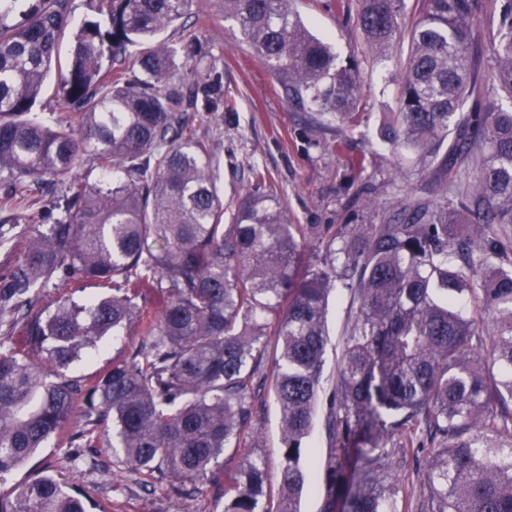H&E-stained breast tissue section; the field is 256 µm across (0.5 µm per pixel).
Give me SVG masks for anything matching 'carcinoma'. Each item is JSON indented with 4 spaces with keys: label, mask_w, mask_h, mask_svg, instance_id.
<instances>
[{
    "label": "carcinoma",
    "mask_w": 512,
    "mask_h": 512,
    "mask_svg": "<svg viewBox=\"0 0 512 512\" xmlns=\"http://www.w3.org/2000/svg\"><path fill=\"white\" fill-rule=\"evenodd\" d=\"M72 0H0V485L54 440L79 457L119 450L145 485L167 479L224 488V512H268L267 469L224 454L247 428L254 370L279 355L273 389L283 464L274 512H298L301 462L318 407L332 448L323 512H402L393 437L437 442L423 478L426 512H512V261L495 228L512 224V0H500L496 66L481 108H469L473 21L484 0H416L399 108L383 140L439 178L474 168L439 203L407 200L378 224H295L284 200L257 186L224 204L210 139L187 112H231L217 59L161 34L192 0H97L73 33ZM402 0H360L367 50L403 36ZM241 40L299 106L358 122L361 61L344 64L313 37L293 0H218ZM135 47L131 65L128 48ZM110 65L103 66V61ZM55 79L65 116L32 112ZM92 164L101 178L89 181ZM61 215L45 223V194ZM315 246L321 253L307 258ZM109 288L77 303L46 288ZM357 303L334 387L322 384L328 299ZM474 299L472 315L457 308ZM141 342L84 380L65 370L111 332ZM70 483L41 475L0 490V512H89Z\"/></svg>",
    "instance_id": "carcinoma-1"
}]
</instances>
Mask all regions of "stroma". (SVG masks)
<instances>
[{
	"mask_svg": "<svg viewBox=\"0 0 512 512\" xmlns=\"http://www.w3.org/2000/svg\"><path fill=\"white\" fill-rule=\"evenodd\" d=\"M194 8L206 13V24L187 16L169 28L165 37L174 45L196 36L203 50L220 59L224 69V94L235 109L210 115L191 112L190 125L212 140L221 158L218 184L225 201L252 192L255 170H262L298 224H370L380 222L407 198L437 200L443 189L430 172L412 168L404 153L391 150L381 137L390 112L398 107L399 77L408 54V39H400L383 57L364 58V40L356 25L359 0H296L303 23L328 43L339 60L363 57L357 126L342 125L336 117L303 109L290 102L285 90L264 62L240 40L233 21L224 18L215 0H194ZM499 0H485V10L475 22L476 82L472 102H484V87L494 61L490 28ZM356 308L345 289L330 301L323 385L336 382L341 351ZM131 335L107 336L92 357L69 365L67 374L81 379L102 372L115 357L127 351ZM275 344H268L259 358L253 386L251 422L243 433L236 457L265 461L271 480H278L282 463L280 410L271 390ZM331 446L325 414H318L311 441L302 451L312 459L301 512H321L326 495L323 466ZM428 451L406 454L398 470L404 481L402 505L406 512H425L422 479ZM74 482L87 498L103 504L106 512H224V491L206 482L179 495L169 483L144 486L139 474L113 456L84 454L71 458L67 449L49 442L23 467L7 476L6 487L30 480L34 473Z\"/></svg>",
	"mask_w": 512,
	"mask_h": 512,
	"instance_id": "35a3bbf8",
	"label": "stroma"
}]
</instances>
